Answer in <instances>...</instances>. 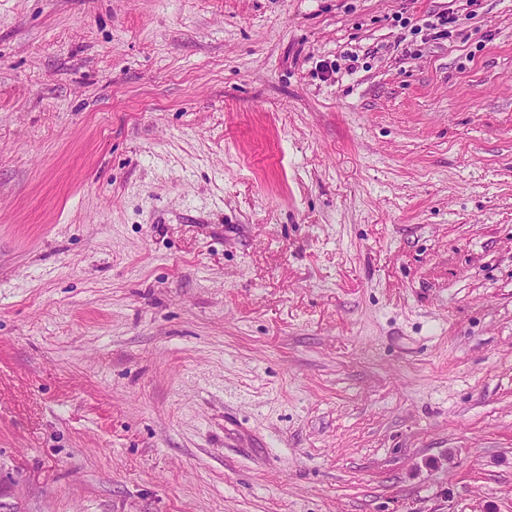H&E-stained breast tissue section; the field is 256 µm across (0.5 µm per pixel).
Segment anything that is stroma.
I'll return each mask as SVG.
<instances>
[{
  "label": "stroma",
  "instance_id": "stroma-1",
  "mask_svg": "<svg viewBox=\"0 0 512 512\" xmlns=\"http://www.w3.org/2000/svg\"><path fill=\"white\" fill-rule=\"evenodd\" d=\"M0 512H512V0H0Z\"/></svg>",
  "mask_w": 512,
  "mask_h": 512
}]
</instances>
